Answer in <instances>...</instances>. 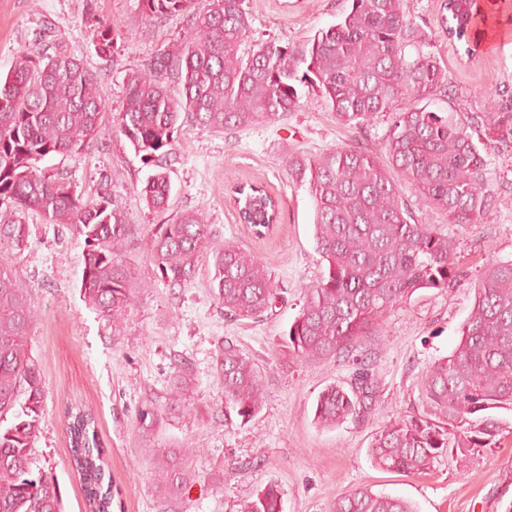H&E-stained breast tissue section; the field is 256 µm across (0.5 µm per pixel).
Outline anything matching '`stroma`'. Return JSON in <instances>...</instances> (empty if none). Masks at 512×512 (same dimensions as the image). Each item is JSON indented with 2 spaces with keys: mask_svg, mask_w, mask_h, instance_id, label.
<instances>
[{
  "mask_svg": "<svg viewBox=\"0 0 512 512\" xmlns=\"http://www.w3.org/2000/svg\"><path fill=\"white\" fill-rule=\"evenodd\" d=\"M252 38L301 42L335 24L350 0H245ZM409 17L426 33V49L440 57L456 91L453 108L479 111L487 97L512 92V0L493 17L494 37L479 57L450 41L440 25L441 0H405ZM112 26V53L95 47V24ZM190 13L144 20L141 0H0V73L12 68L20 49L62 47L97 75L106 104L101 135L78 153L55 155L40 166L62 174L89 197L111 192L132 224L138 242L122 256L135 288L121 325H113L81 297L84 243L65 226L36 213L0 210V219L27 224L28 246L0 250L27 290L34 313L28 345L45 385L34 472L54 478L64 512H85L72 468L64 410L93 411L107 470L112 512H239L268 486L281 495L282 512H330L336 496L360 488L402 497L415 512H507L512 507V433L497 448L465 459L443 456L420 475L383 472L367 448L373 435L418 409L416 383L434 361L457 346L459 329L473 302V279L494 260L512 259V146L488 144L484 153L496 209L477 224H452L413 191L405 197L417 219L434 224L457 243L468 280L446 290L421 289L386 316L375 336L353 354L327 361H288V329L306 288L324 265L315 249L313 205L305 190L288 180L285 145L317 153L338 144L379 150L391 125L378 116L367 128L340 125L318 92L275 124L214 132L184 125L167 157L173 185L169 211L155 213L140 197L152 168L144 164L113 125L125 99L126 77L164 51L192 27ZM258 182L281 202L280 220L266 236L240 224L225 187ZM201 209L211 241L234 240L249 249L272 275L279 295L255 319L232 320L207 288L211 255H202L187 285L162 278L149 251L154 225ZM232 342L257 366L265 399L250 421L224 419V389L215 366L222 342ZM367 373L372 398L359 416L333 429L315 419L319 394ZM184 377L180 400L171 397ZM192 443L198 454L187 463L190 483L178 495L156 482L152 448ZM223 474L216 484L215 474Z\"/></svg>",
  "mask_w": 512,
  "mask_h": 512,
  "instance_id": "obj_1",
  "label": "stroma"
}]
</instances>
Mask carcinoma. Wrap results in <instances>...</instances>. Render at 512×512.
<instances>
[{
  "mask_svg": "<svg viewBox=\"0 0 512 512\" xmlns=\"http://www.w3.org/2000/svg\"><path fill=\"white\" fill-rule=\"evenodd\" d=\"M405 0H351L336 24L301 44L279 39L249 43L245 0H142L149 17L192 13L189 37L143 70L128 74L125 106L115 125L149 174L141 195L149 209H168L172 195L162 160L174 133L187 121L214 131L274 124L299 111L313 88L352 128L389 113L392 123L381 151L341 144L318 154L287 149L292 184L307 191L314 207L316 250L325 263L321 278L305 291L288 330L286 349L296 361L334 359L376 332L395 306L420 289L455 286L464 274L455 241L423 224L403 196L411 186L426 206L451 224H476L494 211L487 163L474 141L483 128L488 141L512 143V93L489 99L485 112L469 116L433 101L450 98L448 71L424 51L425 33L407 16ZM487 20L477 0H442L440 22L448 36L474 57L472 32ZM98 53H112V30L96 27ZM174 76L175 98L162 81ZM106 106L98 79L64 51L21 50L0 76V204L36 211L62 224L84 242L83 298L116 324L133 301L121 254L133 233L123 211L104 192L89 198L60 175L37 163L53 154L81 150L102 130ZM238 221L258 236L279 221V204L261 185L237 191ZM25 224H0V243L21 251ZM150 254L163 279L189 282L200 254L211 251L207 288L234 319L269 308L277 288L267 268L243 246L211 248L203 212L180 214L156 224ZM34 316L9 263L0 261V512H62L56 483L31 469L45 389L26 339ZM453 352L434 361L417 388L418 414L376 432L368 448L372 464L398 474H423L443 455L467 458L494 448L504 423L493 409L512 411V260L488 263L477 279L468 317ZM216 371L224 385V407L243 421L262 407L264 392L252 359L228 343L219 348ZM370 398L360 373L350 390L325 389L315 418L327 428L356 416ZM72 459L86 512H111L112 482L89 411L67 408ZM193 448H153L162 459L155 480L170 494L182 490L188 472L182 457ZM240 512H282L278 490L269 487ZM331 512H415L404 499L357 489L333 502Z\"/></svg>",
  "mask_w": 512,
  "mask_h": 512,
  "instance_id": "cac0c4a2",
  "label": "carcinoma"
}]
</instances>
